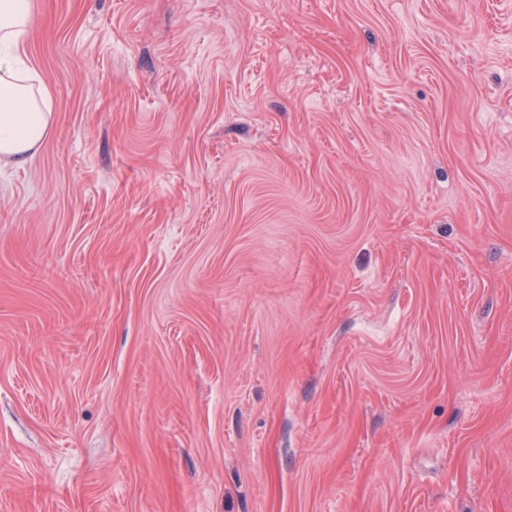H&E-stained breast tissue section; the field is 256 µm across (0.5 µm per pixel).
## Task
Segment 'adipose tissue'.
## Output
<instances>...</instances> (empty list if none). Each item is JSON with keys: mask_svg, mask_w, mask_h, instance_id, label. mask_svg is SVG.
<instances>
[{"mask_svg": "<svg viewBox=\"0 0 512 512\" xmlns=\"http://www.w3.org/2000/svg\"><path fill=\"white\" fill-rule=\"evenodd\" d=\"M31 0H0V161L24 165L49 137L51 99L18 63L32 21Z\"/></svg>", "mask_w": 512, "mask_h": 512, "instance_id": "ef3b65f1", "label": "adipose tissue"}]
</instances>
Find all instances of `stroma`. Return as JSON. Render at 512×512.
I'll use <instances>...</instances> for the list:
<instances>
[{"label": "stroma", "mask_w": 512, "mask_h": 512, "mask_svg": "<svg viewBox=\"0 0 512 512\" xmlns=\"http://www.w3.org/2000/svg\"><path fill=\"white\" fill-rule=\"evenodd\" d=\"M32 3L0 512H512V0Z\"/></svg>", "instance_id": "obj_1"}]
</instances>
